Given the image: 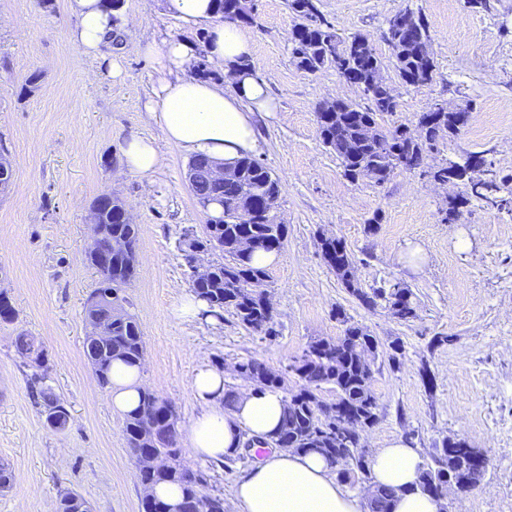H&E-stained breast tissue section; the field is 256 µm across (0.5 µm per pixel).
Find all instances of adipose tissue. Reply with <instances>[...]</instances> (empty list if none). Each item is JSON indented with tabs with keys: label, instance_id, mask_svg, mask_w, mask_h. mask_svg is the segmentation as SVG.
Masks as SVG:
<instances>
[{
	"label": "adipose tissue",
	"instance_id": "obj_1",
	"mask_svg": "<svg viewBox=\"0 0 512 512\" xmlns=\"http://www.w3.org/2000/svg\"><path fill=\"white\" fill-rule=\"evenodd\" d=\"M164 7L182 26L201 27L207 33L200 45L172 37L138 46L154 61L157 78L146 109L164 139L187 157L203 156L217 167L255 155L262 146L257 118L273 112L276 104L255 72L250 39L236 23L218 20L213 0H165ZM70 10L77 18L73 42L85 55L102 58L111 79H121L122 66L109 50L121 34L115 21L119 9L110 0H70ZM202 60L221 71V80L197 76ZM121 163L142 176L155 172L160 164L155 139L127 138ZM192 389L200 411L189 425L188 438L197 460L220 462L241 450L245 436L271 443L277 434L285 407L281 392L256 385L235 394L232 405H225L224 371L207 364L195 371ZM141 391L140 365L113 361V409L123 414L134 411ZM421 463L418 450L399 438L372 457L373 486L394 492L391 512H441L440 500L414 489ZM333 469L319 454L272 446L238 480L233 498L236 510L368 512L366 498L345 491Z\"/></svg>",
	"mask_w": 512,
	"mask_h": 512
}]
</instances>
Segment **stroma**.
<instances>
[{"instance_id": "1", "label": "stroma", "mask_w": 512, "mask_h": 512, "mask_svg": "<svg viewBox=\"0 0 512 512\" xmlns=\"http://www.w3.org/2000/svg\"><path fill=\"white\" fill-rule=\"evenodd\" d=\"M320 4L342 37L369 36L384 60L399 103L385 127L416 125L435 101L468 109L465 125L439 142L427 165L481 153L512 190V0L485 8L468 0ZM406 8L428 23L436 70L425 86L400 80L382 39L388 19ZM123 17V76L114 81L102 76L101 60L72 43L68 0H0V148L13 161L11 185L0 193V291L18 313L13 324H0V462L13 473L0 512H47L64 489L93 512H141L146 492L123 417L83 353L84 303L100 281L85 257L89 216L105 193L139 226L136 273L121 294L143 333L142 385L174 407L180 462L205 473L207 493L232 503L235 482L257 457L248 449L221 463L194 457L187 428L199 412L191 388L197 367L221 366L227 388L239 392L250 382L238 362L287 372L311 340L341 335L349 320L382 345L404 346L397 365L375 374L379 410L365 434L368 453L396 438L426 455L442 438L466 440L488 465L483 480L455 498V512H512V212L473 198L447 224L442 211L462 187L417 170L396 171L382 185L348 180L319 139L315 108L329 96L364 97L334 69H298L290 44L296 18L286 0H258L243 30L278 102L258 119L260 159L283 186L276 211L288 229L267 269L276 334L244 328L229 310L214 325L175 318L172 306L191 290L179 240L204 237L208 222L188 185L189 160L160 144L161 163L145 177L119 159L129 135H159L144 107L154 63L137 43H195L199 32L182 28L163 0H124ZM323 235L344 242L360 287L379 291L375 308L362 306L326 265ZM396 283L413 293L415 316L406 322L393 317L386 296ZM22 331L46 350L47 382L69 412L64 429L49 427L32 399L34 370L14 343Z\"/></svg>"}]
</instances>
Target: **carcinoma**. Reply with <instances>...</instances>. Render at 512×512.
Returning <instances> with one entry per match:
<instances>
[{
  "instance_id": "obj_1",
  "label": "carcinoma",
  "mask_w": 512,
  "mask_h": 512,
  "mask_svg": "<svg viewBox=\"0 0 512 512\" xmlns=\"http://www.w3.org/2000/svg\"><path fill=\"white\" fill-rule=\"evenodd\" d=\"M317 2L287 0L289 11L298 19L292 30L291 44L292 58L299 69L313 73L330 67L341 77L360 81L365 67L383 65L367 36L355 34L343 39L325 17H312L311 8ZM401 15L400 24L392 18L387 21L382 38L391 50L398 77L408 85H427L432 82L435 71L427 24L421 14L412 10H405ZM363 96L368 101L366 106L345 101L335 112L324 111L320 104L316 107L322 144L336 154L345 176L355 182L369 180L384 184L397 169L422 168L427 152L434 149L440 139L457 134L466 122V112H450L447 103L436 102L420 115L414 127L397 125L387 129L381 119L397 112L398 102L380 89L366 88ZM372 124L378 128L379 138L369 140L364 136V128ZM472 159L474 156L471 155L462 165L439 167L433 171L434 180L443 183L463 180ZM210 169V160L198 157L192 160L188 171L189 186L201 209L207 212L213 204L222 209L219 217L209 218L206 236L198 243L223 252L231 262L212 265L211 276L202 283H192V288L214 312L230 310L243 326L273 336L276 334L273 314L265 303L266 269L252 263L253 252L239 258L235 249L243 238L253 239L258 250L270 252L281 248L287 226L262 206L263 197L281 194V183L261 160L252 156L238 160L236 175L222 183L210 178ZM464 188L466 195L445 209L444 221L455 220L459 205L470 197L501 207L512 205V199L498 196L500 186L493 179L476 185L466 183ZM94 207L99 211L100 237L96 241L99 252H107L113 238H124L137 246L138 225L130 223L119 202L97 200ZM250 207L253 208L251 221L247 224L237 222V213ZM319 246L327 266L361 305L369 309L375 307L379 294H369L356 286L355 263L343 241L324 235ZM86 260L96 268L101 281L84 306L86 336L83 351L100 386L106 388L111 384L112 361L135 364L143 357V334L138 321L128 313H114L121 302V287L135 274V254H114L107 268L96 266L90 255ZM412 297L411 290L399 283L390 288L389 303L394 317L401 321L414 317ZM16 318L17 312L9 296L1 291L0 322L11 324ZM108 321L112 324L111 336L96 338L94 325ZM15 346L32 367L44 368V348L36 337L21 332L15 337ZM378 349L379 341L375 336L349 322L342 336L311 341L303 354L293 361V373L301 385L286 396V409L274 445L317 452L332 463L345 460L347 468L338 472L345 482L369 478L370 456L365 451L362 432L378 420L374 373L369 368V363L378 356ZM237 371L246 378L260 380L261 385L272 390L285 389L281 374L253 359L239 362ZM326 385L335 391L336 398L332 402H324L318 395ZM38 397L47 424L53 428L66 425L68 411L53 389L41 386ZM165 410L164 401L145 390L138 410L125 415L123 433L134 457L155 455L173 460L167 467L143 472L141 479L153 486L161 482L179 484L183 489L181 507L184 512H224V498L204 492L206 479L202 472L188 469L179 462V449L171 422L164 415ZM339 413L359 421L360 431L336 436L335 415ZM472 452L473 448L464 440L443 439L430 453L429 462L422 465L416 490L432 496L440 486L449 482L469 487L478 484L484 471L469 464ZM392 498L393 491L376 489L375 498L369 504L371 512H389Z\"/></svg>"
}]
</instances>
